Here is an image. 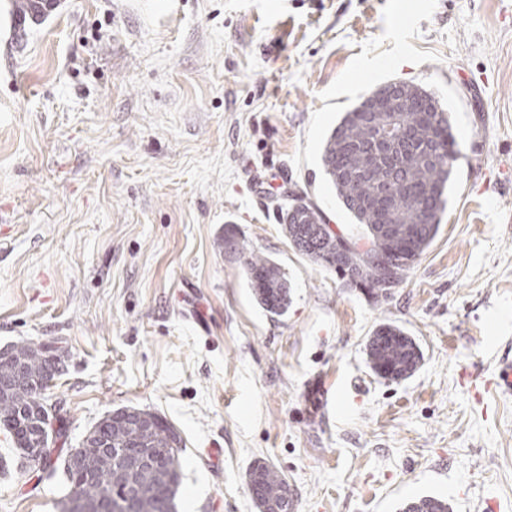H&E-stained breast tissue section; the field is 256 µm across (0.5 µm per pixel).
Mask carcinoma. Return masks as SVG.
<instances>
[{"instance_id": "cac0c4a2", "label": "carcinoma", "mask_w": 512, "mask_h": 512, "mask_svg": "<svg viewBox=\"0 0 512 512\" xmlns=\"http://www.w3.org/2000/svg\"><path fill=\"white\" fill-rule=\"evenodd\" d=\"M412 89L411 103L401 112H366L359 102L323 145V168L344 208L364 226V243L339 233L330 237L320 209L303 198L292 200L283 213L293 248L340 273L349 287L367 290L375 301L382 296L379 260H391L401 271L437 236L458 160L448 113L435 96L416 85ZM381 128L392 134L384 145L376 143ZM246 267L257 303L284 314L290 291L281 269L253 253ZM12 350L14 362L0 364V425L13 427L16 448H32L34 432L17 426L15 415L45 399L44 390L60 374V357L34 342ZM367 356L372 372L388 380L411 376L422 361L416 342L393 324L374 331ZM14 379L38 380L43 392L34 395L20 384L5 391L4 381ZM146 422L151 424L147 434ZM82 448L91 476L65 466L70 488L60 512H82L77 501L92 505L100 499L111 503V512H124L128 501L136 512H179L183 440L166 419L136 407L117 409L94 426ZM249 486L260 512H290L288 482L273 467L253 465Z\"/></svg>"}]
</instances>
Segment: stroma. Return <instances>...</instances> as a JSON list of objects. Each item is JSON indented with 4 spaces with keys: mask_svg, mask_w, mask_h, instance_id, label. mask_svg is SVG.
I'll use <instances>...</instances> for the list:
<instances>
[{
    "mask_svg": "<svg viewBox=\"0 0 512 512\" xmlns=\"http://www.w3.org/2000/svg\"><path fill=\"white\" fill-rule=\"evenodd\" d=\"M0 0V347L61 344L47 390L79 447L138 407L184 440L182 512H258L254 462L295 512H512V0ZM101 40H93V31ZM447 110L459 158L440 230L380 302L297 252L296 197L359 238L321 162L391 82ZM234 229L245 253L224 249ZM285 273L264 311L246 252ZM396 325L423 360L377 377ZM218 461H211L210 449ZM63 470L0 428V512H59ZM366 348L372 372L388 380L410 377L423 356L416 342L393 324L380 325L370 336Z\"/></svg>",
    "mask_w": 512,
    "mask_h": 512,
    "instance_id": "obj_1",
    "label": "stroma"
}]
</instances>
